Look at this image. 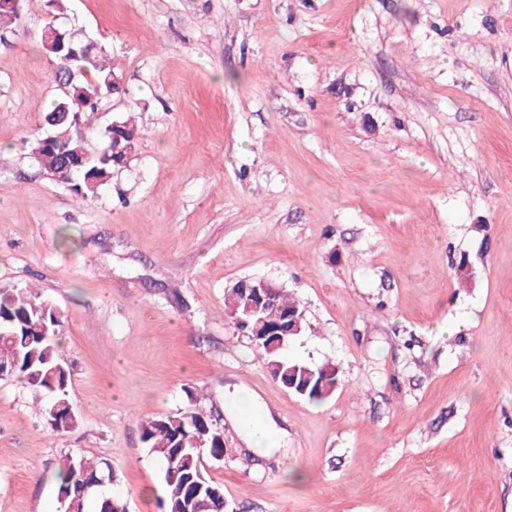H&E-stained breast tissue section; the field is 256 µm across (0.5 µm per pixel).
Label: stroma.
<instances>
[{
    "instance_id": "35a3bbf8",
    "label": "stroma",
    "mask_w": 512,
    "mask_h": 512,
    "mask_svg": "<svg viewBox=\"0 0 512 512\" xmlns=\"http://www.w3.org/2000/svg\"><path fill=\"white\" fill-rule=\"evenodd\" d=\"M124 77L127 164L76 201L27 142L56 97L28 0L0 27V286L64 314L77 428L0 379V512H62L58 470L109 462L160 512L140 422L200 407L227 512H512V0H66ZM467 261L469 282L454 266ZM297 299L288 356L334 362L314 404L224 313L238 281ZM279 446L250 451L237 396Z\"/></svg>"
}]
</instances>
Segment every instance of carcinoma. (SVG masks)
<instances>
[{
    "label": "carcinoma",
    "instance_id": "obj_1",
    "mask_svg": "<svg viewBox=\"0 0 512 512\" xmlns=\"http://www.w3.org/2000/svg\"><path fill=\"white\" fill-rule=\"evenodd\" d=\"M62 81L76 85L90 108L77 114L69 111L65 92L52 100L43 121L50 133L64 137V148L73 155L92 154L82 173L75 178L63 175L75 197L85 200L95 195L116 168L126 164L135 148L136 128L127 120L119 121V137L112 136L107 126L102 136L107 149L91 152L81 132L88 114L97 111L100 101L112 94V77L120 71L106 62L96 46L86 57L71 63L56 61ZM42 138L30 143V154L42 171L59 170L57 152L41 146ZM251 296L230 291L225 295L224 312L234 323L256 322L263 314L248 313ZM277 306L296 313L301 331L307 324L299 303L283 290L276 294ZM62 327V313L49 301L28 288L0 287V371L5 376L23 381L45 400V419L58 433L68 432L79 424V416L69 399L71 372L60 357L54 337ZM249 341L272 378L280 383L288 379L290 391L312 403L330 398L341 385L336 364L290 359L283 350L272 351L264 339ZM141 441L157 461L165 494L162 512H225L224 489L207 474L205 459L224 458V426L212 412L192 409L175 415L144 420L140 424ZM105 479L106 486L86 491L90 483ZM58 496L72 512H86L94 502L96 512H127L126 503L112 494L117 479L104 460L91 461L81 454H69L58 472Z\"/></svg>",
    "mask_w": 512,
    "mask_h": 512
}]
</instances>
